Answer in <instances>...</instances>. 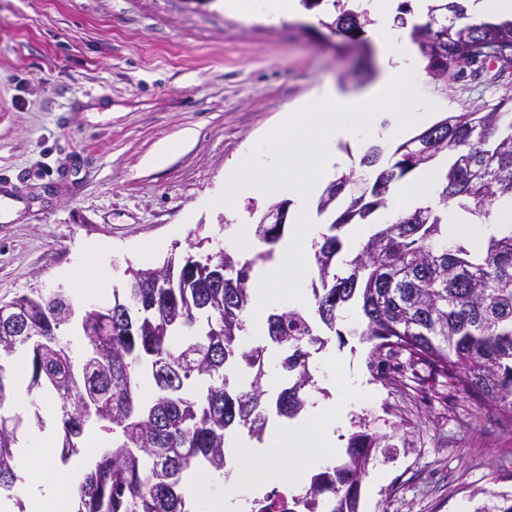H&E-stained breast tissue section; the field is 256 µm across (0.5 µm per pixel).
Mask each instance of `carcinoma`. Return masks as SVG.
Masks as SVG:
<instances>
[{
    "label": "carcinoma",
    "mask_w": 512,
    "mask_h": 512,
    "mask_svg": "<svg viewBox=\"0 0 512 512\" xmlns=\"http://www.w3.org/2000/svg\"><path fill=\"white\" fill-rule=\"evenodd\" d=\"M329 2L332 10L319 23L340 38L336 50L367 47L369 14L351 9L349 0ZM462 14L457 0H437L427 20L411 26L424 69L436 81L471 67L464 53L472 47L512 64V20L471 23ZM381 155L379 147L368 150L358 167L337 175L319 197L317 212L333 220L315 244L311 287L318 317L334 331L341 311L357 306L376 379L389 378L396 371L390 359L405 353L410 365H425L448 380V388L512 424V228L473 252L448 242L441 210L417 206L379 228L336 267L342 229L368 223L393 185L442 158L448 167L437 191L440 203L485 220L490 205L512 199V93L490 108L448 113L397 145L384 167L377 166ZM283 230L282 224H256L262 248L244 262L224 253L222 288L208 285L217 254L194 262L189 272L172 259L160 268L129 269L127 286L113 292L112 306L81 315L87 350L95 353L78 363L64 335L75 312L65 292L35 290L4 303L13 316L0 315V352L7 353L0 359V496L13 498L18 433L31 425L21 414L1 412L17 389L9 356L21 350L28 353L27 390L55 398L61 460L81 453L91 426L112 435L82 473L75 512H195L182 489L183 473L204 464L224 475L226 432L242 427L261 437L269 407L279 416H297L312 383L310 348L325 345L306 313L288 309L268 315L265 344L241 346L251 271L272 258ZM169 273L177 287H151L156 276ZM132 296L151 309V318L131 313L120 322L104 320L109 312H125ZM271 345L285 354L282 368L295 376L273 403L261 385ZM239 365L254 372L247 390L229 384L228 371ZM138 370L153 390L147 403L138 397ZM377 444L363 432L353 434L346 459L314 475L304 496L285 503L273 490L255 501V512H358L360 483Z\"/></svg>",
    "instance_id": "obj_1"
}]
</instances>
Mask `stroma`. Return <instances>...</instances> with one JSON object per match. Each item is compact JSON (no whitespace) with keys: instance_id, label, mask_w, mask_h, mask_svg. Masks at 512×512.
<instances>
[{"instance_id":"obj_1","label":"stroma","mask_w":512,"mask_h":512,"mask_svg":"<svg viewBox=\"0 0 512 512\" xmlns=\"http://www.w3.org/2000/svg\"><path fill=\"white\" fill-rule=\"evenodd\" d=\"M323 6L290 20L225 15L220 0H0V302L70 286L81 246L101 248L85 285L167 259L205 261L223 250L235 220L205 207L249 144L317 88L358 93L365 54L336 52L319 23ZM512 68L422 82L433 120L496 103ZM195 140L162 167L158 146ZM157 242L158 251L146 252ZM313 352L309 396L336 399L333 377L372 393L345 414L338 458L352 434L378 437L360 484L359 512H475L512 496V426L449 389L425 366L389 383L369 368L354 335L356 308Z\"/></svg>"}]
</instances>
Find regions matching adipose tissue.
<instances>
[{"label":"adipose tissue","instance_id":"obj_1","mask_svg":"<svg viewBox=\"0 0 512 512\" xmlns=\"http://www.w3.org/2000/svg\"><path fill=\"white\" fill-rule=\"evenodd\" d=\"M440 181V170L429 167L397 187L390 197L389 217H396L415 203L434 201ZM342 422L338 408L316 403L309 408L303 426L272 430L265 440L263 456L245 454L243 469L257 478L263 469L275 467L283 479L295 481L300 464L325 465L332 460L334 431ZM52 454L50 439L45 435L32 438L24 450L25 466L33 472L32 479L21 487L25 512H71L70 479L54 468Z\"/></svg>","mask_w":512,"mask_h":512}]
</instances>
